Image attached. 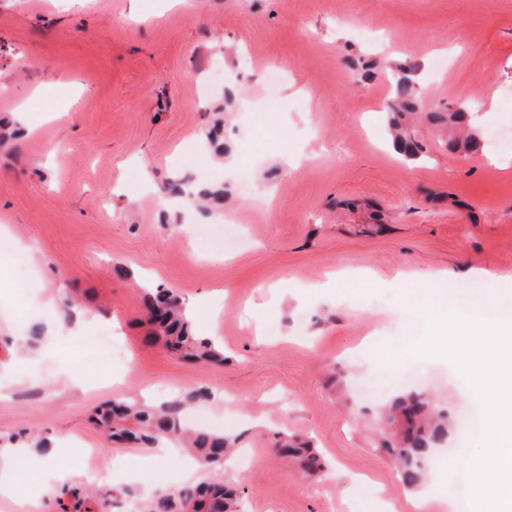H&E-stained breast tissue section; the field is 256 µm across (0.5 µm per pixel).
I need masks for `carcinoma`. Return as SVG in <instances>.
Returning <instances> with one entry per match:
<instances>
[{
  "mask_svg": "<svg viewBox=\"0 0 512 512\" xmlns=\"http://www.w3.org/2000/svg\"><path fill=\"white\" fill-rule=\"evenodd\" d=\"M413 65L398 66L391 72L390 130L394 148L405 160L414 164L428 158L427 146L418 137L414 126L421 109V93ZM468 107H445L426 113V119L441 131H453L464 124ZM456 152L475 151L480 141L476 132L463 139L453 135L446 141ZM147 314L146 340L161 342L180 359L224 364V348L211 339L195 334L183 300L170 290L147 288L143 298ZM185 399L176 397L158 404L132 400L114 402L94 410L92 423L109 437L146 447L173 439L207 469L217 473L227 455L232 453L238 437L216 434L205 428L183 425ZM386 426L400 427L395 442L382 441L386 452L399 467L401 482L415 487L424 478L426 464L435 449L447 439L450 423L448 414L437 409L425 394L414 390L395 397L383 414ZM280 457L294 461L306 474L324 470V463L307 442L292 436H280L276 441ZM59 512H110L112 490L98 492L79 482L65 483L55 493ZM243 491L216 479L203 480L174 489L157 491L141 500V512H242Z\"/></svg>",
  "mask_w": 512,
  "mask_h": 512,
  "instance_id": "carcinoma-1",
  "label": "carcinoma"
}]
</instances>
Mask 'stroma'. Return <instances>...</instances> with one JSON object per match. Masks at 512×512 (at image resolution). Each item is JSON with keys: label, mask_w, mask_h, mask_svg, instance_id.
Here are the masks:
<instances>
[{"label": "stroma", "mask_w": 512, "mask_h": 512, "mask_svg": "<svg viewBox=\"0 0 512 512\" xmlns=\"http://www.w3.org/2000/svg\"><path fill=\"white\" fill-rule=\"evenodd\" d=\"M406 63L423 110L465 102L480 133H512V0H0V125L19 133L0 149V436L50 438L75 481L91 453L113 488L179 486L180 458L147 475L150 449L112 443L89 416L204 390L191 413L241 437L221 476L244 488V512H408L422 497L472 512L457 505L468 471L447 465L480 435L449 439L407 487L378 424L410 389L457 421L481 406L451 361L415 353L429 322L406 302L423 274L451 294L512 286V151L452 152L422 124L428 159L395 153L388 75ZM52 83L51 120L19 121ZM228 89L229 170L202 136ZM181 177L224 187L232 233L223 212L174 206ZM343 271L372 287H332ZM157 286L193 304L224 364L146 343ZM71 294L81 327L53 332L43 300ZM282 433L311 440L325 470L278 459ZM12 479L0 512H57L36 457Z\"/></svg>", "instance_id": "obj_1"}]
</instances>
